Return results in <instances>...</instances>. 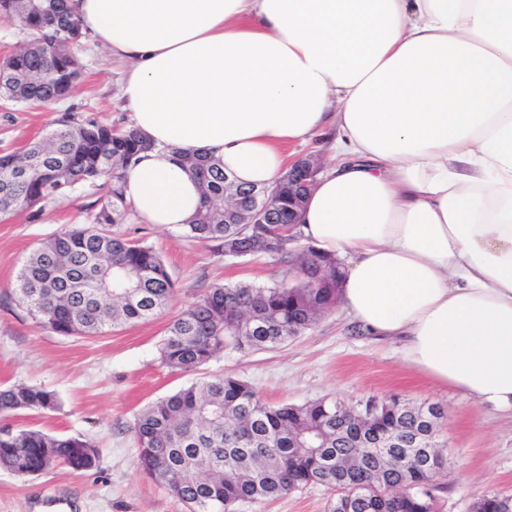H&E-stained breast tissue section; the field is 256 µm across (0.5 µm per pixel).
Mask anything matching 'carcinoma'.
I'll return each instance as SVG.
<instances>
[{
	"instance_id": "cac0c4a2",
	"label": "carcinoma",
	"mask_w": 512,
	"mask_h": 512,
	"mask_svg": "<svg viewBox=\"0 0 512 512\" xmlns=\"http://www.w3.org/2000/svg\"><path fill=\"white\" fill-rule=\"evenodd\" d=\"M0 19L18 23L25 46L0 68V97L19 104L66 98L80 75L70 47L80 41L79 21L66 0H0ZM154 145L132 126L113 128L67 115L48 137L21 154L0 155V217L67 195L82 181H99L106 194L92 221L41 242L14 282L20 305L45 330L61 336H96L146 321L170 304L174 282L150 246L115 231L128 204L122 171ZM201 184L202 203L184 233L217 250L232 244L239 258L267 257L291 283L215 285L169 325L160 345L170 367L193 371L226 347L272 349L309 329L336 305V261L312 247H293L296 188L276 187V221L226 224L224 164L213 156L184 158ZM372 412L325 399L303 405L261 400L248 383L214 375L166 396L134 419L137 467L190 512H215L238 502L278 497L310 483L335 492L327 512H436L429 467L446 466L436 434L443 412L424 429L420 406L397 397L370 402ZM54 395L37 386L0 387V418L18 411L47 412ZM379 436L402 433L433 445L368 448L363 428ZM96 450L78 438L32 429L0 433V469L18 476L59 465L75 471L94 464ZM499 495L476 501L471 512H498Z\"/></svg>"
}]
</instances>
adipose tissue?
I'll return each instance as SVG.
<instances>
[{"label":"adipose tissue","instance_id":"obj_1","mask_svg":"<svg viewBox=\"0 0 512 512\" xmlns=\"http://www.w3.org/2000/svg\"><path fill=\"white\" fill-rule=\"evenodd\" d=\"M132 66L154 145L123 176L147 224L201 204L178 152L271 187L330 134L301 239L343 264V309L440 386L512 412V0H67Z\"/></svg>","mask_w":512,"mask_h":512}]
</instances>
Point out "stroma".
<instances>
[{
    "mask_svg": "<svg viewBox=\"0 0 512 512\" xmlns=\"http://www.w3.org/2000/svg\"><path fill=\"white\" fill-rule=\"evenodd\" d=\"M83 64L73 94L50 105L0 103V151L41 140L65 112L105 124H128L119 90L126 63L108 57L90 39L74 48ZM101 195L77 185L68 198L50 201L0 220V386L23 383L55 394V411L18 412L20 429L79 437L98 451L82 472L60 466L21 478L0 469V512H32L45 502L67 501L69 512H188L187 507L135 466L132 424L152 402L196 379L227 375L251 384L269 403L302 405L337 399L361 408L367 400L398 396L443 408L439 440L448 465L436 478V512H471L486 494L512 495V414L481 404L461 391L436 385L403 360L400 342L363 332L341 308L321 315L288 344L269 350L221 351L193 372L173 370L160 358L169 321L216 284L268 283L281 277L271 259L227 261L212 244L178 229L143 223L128 213L120 230L153 247L175 284L160 316L99 336H58L36 323L13 294V282L30 252L70 225L86 224ZM332 493L312 484L263 502H240L233 512H326Z\"/></svg>",
    "mask_w": 512,
    "mask_h": 512,
    "instance_id": "1",
    "label": "stroma"
}]
</instances>
